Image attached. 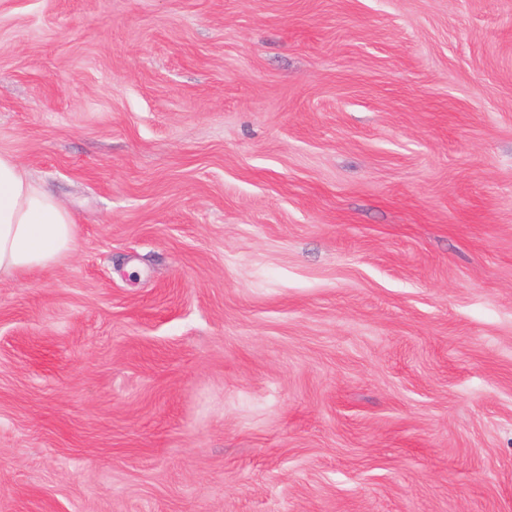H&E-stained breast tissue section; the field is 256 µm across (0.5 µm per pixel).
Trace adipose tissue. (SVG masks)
Segmentation results:
<instances>
[{
	"instance_id": "adipose-tissue-1",
	"label": "adipose tissue",
	"mask_w": 512,
	"mask_h": 512,
	"mask_svg": "<svg viewBox=\"0 0 512 512\" xmlns=\"http://www.w3.org/2000/svg\"><path fill=\"white\" fill-rule=\"evenodd\" d=\"M76 243L71 212L0 152V279L57 264Z\"/></svg>"
}]
</instances>
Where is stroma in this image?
Segmentation results:
<instances>
[{
  "label": "stroma",
  "instance_id": "35a3bbf8",
  "mask_svg": "<svg viewBox=\"0 0 512 512\" xmlns=\"http://www.w3.org/2000/svg\"><path fill=\"white\" fill-rule=\"evenodd\" d=\"M0 512H512V0H0ZM76 243L71 212L0 152V280L57 264Z\"/></svg>",
  "mask_w": 512,
  "mask_h": 512
}]
</instances>
